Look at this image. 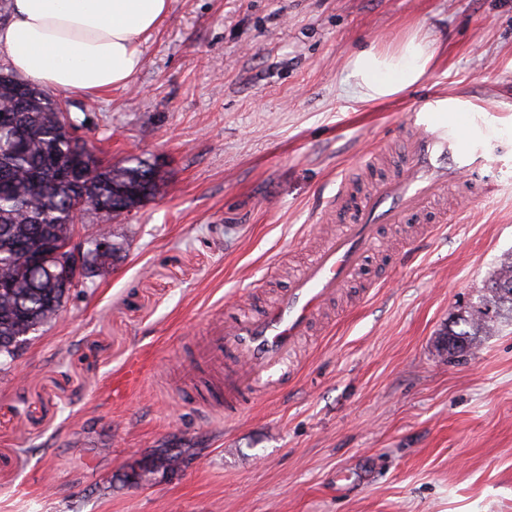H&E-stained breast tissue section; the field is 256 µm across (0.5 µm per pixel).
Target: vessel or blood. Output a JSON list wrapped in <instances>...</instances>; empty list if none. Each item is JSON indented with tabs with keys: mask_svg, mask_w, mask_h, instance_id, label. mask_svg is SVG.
<instances>
[{
	"mask_svg": "<svg viewBox=\"0 0 512 512\" xmlns=\"http://www.w3.org/2000/svg\"><path fill=\"white\" fill-rule=\"evenodd\" d=\"M402 163L396 174L380 181L363 199L336 240L330 241L303 274L266 312L217 327L203 348L206 364L223 372L224 357L241 359L232 371L227 395H247L256 379L281 384L283 361L309 330L321 306L354 278L381 224L402 223L420 215L441 191L463 190L465 199L492 194L481 181L493 155L479 136L463 140L451 120L428 112L410 114L403 136Z\"/></svg>",
	"mask_w": 512,
	"mask_h": 512,
	"instance_id": "b4317fda",
	"label": "vessel or blood"
}]
</instances>
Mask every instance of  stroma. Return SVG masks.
Wrapping results in <instances>:
<instances>
[{
    "label": "stroma",
    "mask_w": 512,
    "mask_h": 512,
    "mask_svg": "<svg viewBox=\"0 0 512 512\" xmlns=\"http://www.w3.org/2000/svg\"><path fill=\"white\" fill-rule=\"evenodd\" d=\"M414 34L437 49L426 77L348 101L351 56ZM141 52L127 86L62 95L103 162L161 181L112 222L114 265L0 359V512H512V325L464 357L442 345L512 252V0H170ZM438 98L484 125L494 194L436 200L459 216L433 232L379 225L288 383L227 415L200 339L290 288L345 223L326 206L361 156L379 154L353 205ZM136 360L138 386L113 392Z\"/></svg>",
    "instance_id": "1"
}]
</instances>
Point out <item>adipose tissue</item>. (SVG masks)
I'll return each instance as SVG.
<instances>
[{"instance_id": "ef3b65f1", "label": "adipose tissue", "mask_w": 512, "mask_h": 512, "mask_svg": "<svg viewBox=\"0 0 512 512\" xmlns=\"http://www.w3.org/2000/svg\"><path fill=\"white\" fill-rule=\"evenodd\" d=\"M0 26V50L21 78L54 91L95 95L129 83L141 65L140 45L169 10V0H12ZM435 51L414 35L393 49L353 55V99L397 97L432 69Z\"/></svg>"}]
</instances>
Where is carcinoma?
Here are the masks:
<instances>
[{
  "instance_id": "1",
  "label": "carcinoma",
  "mask_w": 512,
  "mask_h": 512,
  "mask_svg": "<svg viewBox=\"0 0 512 512\" xmlns=\"http://www.w3.org/2000/svg\"><path fill=\"white\" fill-rule=\"evenodd\" d=\"M61 100L10 73L0 72V356L14 358L27 336L62 307L68 289L54 268L26 277L19 273L27 251L38 242L68 237L76 215L72 199L81 190L108 204L117 218L139 207L156 191L155 169L138 158L106 164L86 142L64 127ZM120 247L99 253L96 239L68 250L77 284L114 263ZM512 320V253L501 259L463 308L446 336L453 349L471 350L481 338Z\"/></svg>"
}]
</instances>
